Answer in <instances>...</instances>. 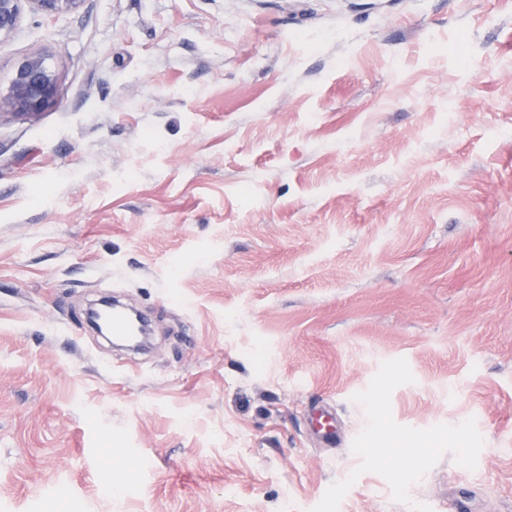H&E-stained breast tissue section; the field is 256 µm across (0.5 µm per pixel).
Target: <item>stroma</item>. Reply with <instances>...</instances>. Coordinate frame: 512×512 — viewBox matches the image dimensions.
<instances>
[{
	"instance_id": "35a3bbf8",
	"label": "stroma",
	"mask_w": 512,
	"mask_h": 512,
	"mask_svg": "<svg viewBox=\"0 0 512 512\" xmlns=\"http://www.w3.org/2000/svg\"><path fill=\"white\" fill-rule=\"evenodd\" d=\"M35 52L0 512H512V0L27 9L0 87ZM109 294L148 350L86 325ZM60 75L45 53H31L13 66L6 88L0 87V116L37 115L58 103ZM316 433L328 444L336 445L335 420L326 408L314 409Z\"/></svg>"
}]
</instances>
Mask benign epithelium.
Wrapping results in <instances>:
<instances>
[{"instance_id":"1","label":"benign epithelium","mask_w":512,"mask_h":512,"mask_svg":"<svg viewBox=\"0 0 512 512\" xmlns=\"http://www.w3.org/2000/svg\"><path fill=\"white\" fill-rule=\"evenodd\" d=\"M83 0H0V41L16 30L24 5L44 18L77 10ZM60 75L45 53H31L13 66L7 87H0V115H37L57 105Z\"/></svg>"}]
</instances>
